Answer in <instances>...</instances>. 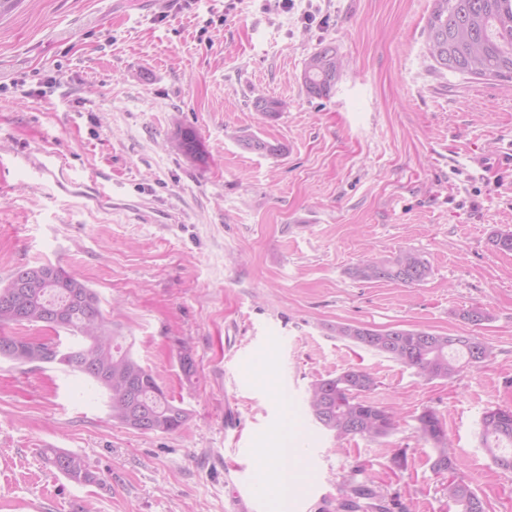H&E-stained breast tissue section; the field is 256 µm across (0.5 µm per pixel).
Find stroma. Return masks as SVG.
Listing matches in <instances>:
<instances>
[{
    "label": "stroma",
    "instance_id": "35a3bbf8",
    "mask_svg": "<svg viewBox=\"0 0 512 512\" xmlns=\"http://www.w3.org/2000/svg\"><path fill=\"white\" fill-rule=\"evenodd\" d=\"M432 0H21L0 17V286L50 263L82 277L113 335L187 409L172 433L112 421L107 395L57 365L0 360V512H233L261 448L286 422L300 474L282 512H322L374 474L401 512H457L451 477L486 512H512V470L481 442L490 408H512V82L437 72ZM344 67L310 97L308 57ZM259 95L286 102L273 120ZM194 128L208 159L172 146ZM253 134L281 145L242 148ZM62 153L79 183L109 175L113 203L58 194L16 154ZM144 202L176 216L144 224ZM426 259L416 285L364 282L360 260ZM479 308L480 324L463 319ZM471 336L492 359L454 381L341 339L337 324ZM194 361L192 373L180 364ZM249 360L242 369L241 360ZM373 374L388 436L336 439L308 412L318 378ZM434 411L460 461L432 468L420 430ZM51 445L83 455L98 484L68 481ZM343 68V60L332 45H324L305 62L303 84L314 98L328 97Z\"/></svg>",
    "mask_w": 512,
    "mask_h": 512
}]
</instances>
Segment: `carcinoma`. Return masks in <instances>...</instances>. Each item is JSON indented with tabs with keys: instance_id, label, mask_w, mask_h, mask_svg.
I'll list each match as a JSON object with an SVG mask.
<instances>
[{
	"instance_id": "1",
	"label": "carcinoma",
	"mask_w": 512,
	"mask_h": 512,
	"mask_svg": "<svg viewBox=\"0 0 512 512\" xmlns=\"http://www.w3.org/2000/svg\"><path fill=\"white\" fill-rule=\"evenodd\" d=\"M427 50L438 71L461 76L512 82V0H433L427 20ZM343 68L336 47L324 45L305 62L303 84L314 98L331 94ZM254 111L276 118L286 104L278 99L257 96ZM245 150L274 155L281 147L257 136L240 139ZM174 146L185 157L199 163L207 160L201 138L190 127L180 128ZM42 276L27 277L17 270L9 285L0 288V342L9 339L11 348L0 349V359L18 365L54 362L52 342L12 336L11 325L39 324L55 331H66L77 338L68 368L81 373L104 389L110 399L112 420L139 430V419L151 424V431L175 432L182 428L189 413L167 398L156 376L130 352L115 342L104 318L96 293L77 275L59 266L41 264ZM351 275L368 282H397L415 285L430 275L428 263L418 254L403 251L377 263L365 260ZM352 325L336 326V335L357 345L382 352L381 341H389L385 355L395 362L416 369L425 379L453 381L463 366H478L490 359L492 348L472 337L448 345V336L421 328L369 329V336H352ZM375 380L368 371L349 368L334 377L320 378L308 389V411L325 430L341 439L361 436L378 439L387 436V418H398L362 399L373 390ZM485 447L494 463L512 469V409H492L482 417ZM49 464L78 484L101 483L86 459L59 448L43 450ZM432 468L438 472L458 469L451 443L435 447ZM448 498L459 512H486L484 502L462 480L448 483ZM344 512H392L391 504L380 498L368 483L350 489L342 504Z\"/></svg>"
}]
</instances>
